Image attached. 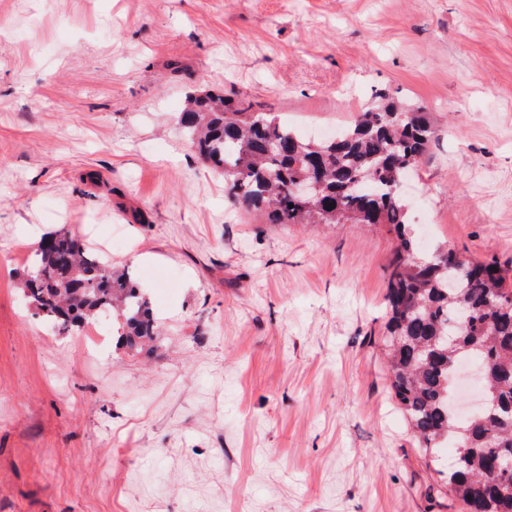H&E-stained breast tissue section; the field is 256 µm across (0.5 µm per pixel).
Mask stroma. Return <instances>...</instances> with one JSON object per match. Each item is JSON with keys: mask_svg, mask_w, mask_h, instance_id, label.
Instances as JSON below:
<instances>
[{"mask_svg": "<svg viewBox=\"0 0 512 512\" xmlns=\"http://www.w3.org/2000/svg\"><path fill=\"white\" fill-rule=\"evenodd\" d=\"M208 91L311 138L427 106L411 235L512 277V0H0V512H461L390 395L393 235L228 203L178 124ZM58 229L132 272L153 350L35 314Z\"/></svg>", "mask_w": 512, "mask_h": 512, "instance_id": "obj_1", "label": "stroma"}]
</instances>
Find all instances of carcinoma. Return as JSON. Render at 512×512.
<instances>
[{
    "label": "carcinoma",
    "mask_w": 512,
    "mask_h": 512,
    "mask_svg": "<svg viewBox=\"0 0 512 512\" xmlns=\"http://www.w3.org/2000/svg\"><path fill=\"white\" fill-rule=\"evenodd\" d=\"M179 125L199 158L224 176L230 202L262 213L266 223L380 224L395 236L383 337L391 397L425 452L454 441L453 462L443 474L449 500L466 512H512V478L494 474L497 458L512 457V287L495 263L478 260L467 262L465 279L448 287L459 256L450 248L415 261L398 183L437 137L427 109L384 92L336 136L312 141L241 95L210 94L190 97ZM302 179L319 185L306 200L292 192ZM25 289L38 313L64 332L80 331L117 308L120 345L133 351L160 335L129 270L89 253L65 230L45 236L25 273ZM467 357L489 365L484 393L497 410L468 422L470 435L459 443L450 374Z\"/></svg>",
    "instance_id": "1"
}]
</instances>
